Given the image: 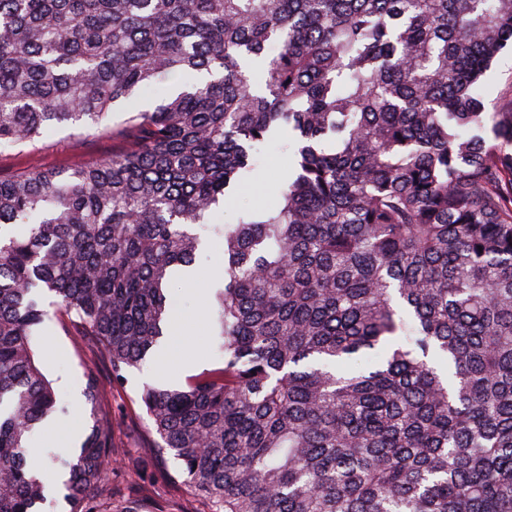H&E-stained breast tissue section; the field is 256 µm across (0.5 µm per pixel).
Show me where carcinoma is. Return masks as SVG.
Here are the masks:
<instances>
[{
  "label": "carcinoma",
  "mask_w": 512,
  "mask_h": 512,
  "mask_svg": "<svg viewBox=\"0 0 512 512\" xmlns=\"http://www.w3.org/2000/svg\"><path fill=\"white\" fill-rule=\"evenodd\" d=\"M512 0H0V149L57 127L126 147L0 175V512H54L27 462L59 410L36 336L74 322L112 382L163 347L209 243L219 364L140 403L210 512H512ZM288 136L275 203L212 224ZM50 452L104 512L112 419ZM512 87V48H505L493 62L487 77V100L491 110L501 91Z\"/></svg>",
  "instance_id": "1"
}]
</instances>
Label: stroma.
I'll list each match as a JSON object with an SVG mask.
<instances>
[{"mask_svg": "<svg viewBox=\"0 0 512 512\" xmlns=\"http://www.w3.org/2000/svg\"><path fill=\"white\" fill-rule=\"evenodd\" d=\"M127 118V113H113L109 130L102 135H90L85 130L64 126L36 146L0 149V172L13 174L60 168L109 155L125 144ZM289 167V154L281 144L275 143L262 150L258 172L239 184L233 201L222 209L220 222H235L237 212L243 206L261 208L272 205L275 200L274 186L287 174ZM221 264L220 249L214 248L201 254L194 266V277L173 282L168 291L171 308L189 326L187 353L159 364L155 373L149 374L142 369L129 373L125 386L113 384L102 350L87 337L79 335L71 324L58 321L45 324L39 336L42 364L47 374L56 380L68 412L43 427L28 450L30 460H43L46 448L63 449L64 444L58 435L59 427L74 424L80 432L89 430L92 420L84 404L82 390L85 373L93 369L99 375L102 405L112 419V439L116 446L131 449L156 471L174 469L173 460L159 453L154 446L149 434L150 421L139 403V394L146 383L178 387L188 376L215 363L216 352L206 326L203 301L212 289L222 285L215 275ZM127 476L125 463L117 462L110 491L114 501L131 498L140 502L141 512H152L157 500L167 498L171 500L174 512H206L204 502L174 490L165 482L138 488L128 481Z\"/></svg>", "mask_w": 512, "mask_h": 512, "instance_id": "stroma-1", "label": "stroma"}]
</instances>
